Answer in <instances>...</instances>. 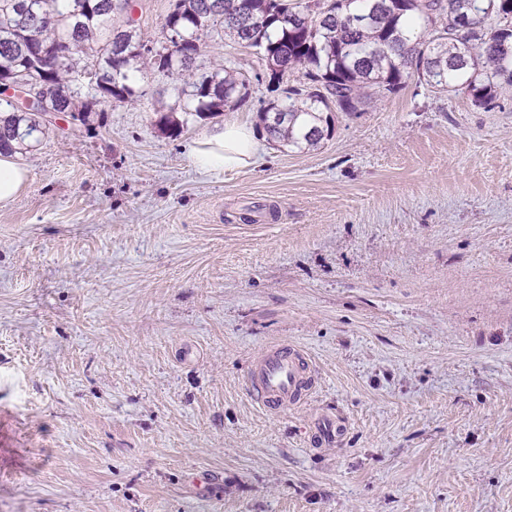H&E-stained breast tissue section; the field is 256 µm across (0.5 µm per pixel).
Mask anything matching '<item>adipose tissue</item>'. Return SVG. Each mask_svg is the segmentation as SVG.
<instances>
[{
  "label": "adipose tissue",
  "mask_w": 512,
  "mask_h": 512,
  "mask_svg": "<svg viewBox=\"0 0 512 512\" xmlns=\"http://www.w3.org/2000/svg\"><path fill=\"white\" fill-rule=\"evenodd\" d=\"M262 149L253 128L228 118L201 133L191 151V160L204 170L238 169L253 164Z\"/></svg>",
  "instance_id": "ef3b65f1"
}]
</instances>
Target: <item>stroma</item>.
<instances>
[{"mask_svg": "<svg viewBox=\"0 0 512 512\" xmlns=\"http://www.w3.org/2000/svg\"><path fill=\"white\" fill-rule=\"evenodd\" d=\"M159 43L174 0H135ZM172 79L65 113L0 203V512H512V88L484 105L415 81L336 112L331 138L204 172ZM303 347L308 402L244 391L271 345ZM346 421L340 443L307 436Z\"/></svg>", "mask_w": 512, "mask_h": 512, "instance_id": "stroma-1", "label": "stroma"}]
</instances>
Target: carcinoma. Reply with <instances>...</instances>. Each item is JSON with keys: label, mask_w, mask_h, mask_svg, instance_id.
<instances>
[{"label": "carcinoma", "mask_w": 512, "mask_h": 512, "mask_svg": "<svg viewBox=\"0 0 512 512\" xmlns=\"http://www.w3.org/2000/svg\"><path fill=\"white\" fill-rule=\"evenodd\" d=\"M239 4L175 0L155 48L131 27H112V14L130 10L129 0H0V69L25 73L44 111L83 122L86 88L120 102L146 96L134 70L145 59L175 78L181 111L203 117L248 94L231 54L187 78L202 36L222 30L252 50L271 79L297 72L309 81L262 115L269 139L297 151L331 136L334 109L354 112L413 77L432 92L466 93L479 105L502 85L512 87V0H250L246 11ZM41 132L37 113L14 107L0 116V150Z\"/></svg>", "instance_id": "obj_1"}]
</instances>
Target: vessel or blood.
<instances>
[{"instance_id":"b4317fda","label":"vessel or blood","mask_w":512,"mask_h":512,"mask_svg":"<svg viewBox=\"0 0 512 512\" xmlns=\"http://www.w3.org/2000/svg\"><path fill=\"white\" fill-rule=\"evenodd\" d=\"M313 367L308 353L294 344H282L258 356L245 389L265 411L278 414L308 401Z\"/></svg>"}]
</instances>
